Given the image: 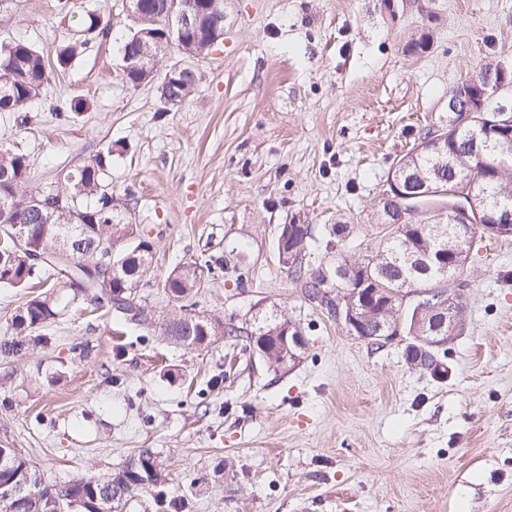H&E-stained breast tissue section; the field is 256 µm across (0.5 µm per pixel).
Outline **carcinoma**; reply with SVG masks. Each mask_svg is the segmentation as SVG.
Segmentation results:
<instances>
[{
    "label": "carcinoma",
    "instance_id": "obj_1",
    "mask_svg": "<svg viewBox=\"0 0 512 512\" xmlns=\"http://www.w3.org/2000/svg\"><path fill=\"white\" fill-rule=\"evenodd\" d=\"M222 0H184L189 12L202 14L199 27L174 32L167 28L166 0H139V13L130 16L131 25L124 39L122 54L123 80L131 87L155 80L154 68L160 55L172 44L186 55H201L224 32V14L209 11L211 5L221 7ZM77 25L84 35L65 40L56 54V64L65 70L83 56L88 47V36L106 35L112 31V19L95 10L85 11ZM51 70L43 56L28 42L15 39L0 44V112H27L31 105L48 97ZM196 78L178 77L161 85V99L165 103L180 102L195 90ZM476 128L466 126L447 136L428 130L419 144L404 154L398 164L407 173L405 188L417 199L399 201L386 210L375 204L371 221L376 226L377 242L373 249L355 260L343 257L346 241L339 238L336 248L339 258L336 267L346 265L353 270L349 284H339L342 297L350 296L348 289H360L367 295L366 309L362 311L368 344L378 348L386 341L380 336L390 329L401 328L409 339L407 356L411 363L431 376L443 379L448 373L441 354L433 362L431 345L437 338L448 335V322L433 310L414 304L413 295L419 291L438 290L445 279L442 266L456 262L452 275L461 280L458 287L467 286L465 274L469 255L453 252L435 263L426 265L420 258L426 252H435V237L444 234V241L455 247L467 245L472 249L476 234H490L488 227L498 225L497 237L512 236V227L496 223L493 217L480 218L471 224H454L443 214L446 207L461 201L475 181L476 193L487 199L488 205L497 200L512 205V165L486 173L476 156L481 154L494 159L502 149H486L485 138L473 135ZM114 150L96 155L87 164L67 172L54 188L39 196L40 203H32L33 197L24 190L29 162L25 154L0 144V226L3 224L33 225L29 248L18 250L10 239L0 245V252H12L6 258L7 269H0V287L31 288L30 298L11 318L8 329L15 336L12 349L20 352L28 346L43 348L51 337L44 333L69 304L79 299H90L116 322H134L148 325L152 321L145 307L136 299V290L152 269L151 241L135 236L129 225L120 223L119 200L106 183L112 169ZM57 213L52 224L44 225L50 213ZM77 214L88 225L84 253L76 256V266L69 269L73 275H81V282L68 288L54 286L38 292L48 279L58 280L61 271L52 266H38L30 253H46L52 249L55 237L71 231L69 216ZM128 238L121 266L109 276L108 287L96 283L93 274L82 269V263L94 260L103 271L109 265L101 256L93 255L99 248L102 236ZM277 244L291 251V260L284 262L292 280L303 290L311 302L329 312L336 310L338 302L329 299L323 288L328 275L321 270H311L306 265L309 254V225L301 224L293 235L281 228ZM202 267L190 266L186 270L169 274L162 282L163 291L173 301L188 300L201 287ZM188 306H180V313L172 315L159 325L161 334L170 341L191 347L214 342L224 335H232L223 323L206 316L185 313ZM288 321L276 311L254 321L250 330V342L260 357L273 368L285 367L299 358L302 349L287 337ZM0 455L8 466L0 465V483L31 477L24 497L7 501L0 497V512H49L48 501L54 500L65 506V512H124L126 504L141 495L150 496L159 512L168 508H182L183 501L166 497V479L161 462L154 451L143 448L132 455L126 464L105 477H81L68 481H46L38 470L14 448H0Z\"/></svg>",
    "mask_w": 512,
    "mask_h": 512
}]
</instances>
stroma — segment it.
Returning <instances> with one entry per match:
<instances>
[{
	"label": "stroma",
	"instance_id": "1",
	"mask_svg": "<svg viewBox=\"0 0 512 512\" xmlns=\"http://www.w3.org/2000/svg\"><path fill=\"white\" fill-rule=\"evenodd\" d=\"M224 34L198 56L170 46L160 71L195 72L183 102L158 82L122 78L127 0H74L112 20V36L53 70L51 105L0 112V144L29 161L26 190L115 148L121 216L154 247V316L178 311L156 283L192 262L211 271L197 314L249 328L276 310L299 323L295 363L269 369L246 336L187 349L154 328L116 327L70 306L51 342L3 345L26 290L0 288V446L50 481L106 475L155 451L189 512H512V239H475L463 329L437 380L394 339L378 350L304 299L279 261L285 224H306L311 269H333L331 228L350 253L387 174L481 63L512 67V0H224ZM428 28L426 51L409 55ZM67 25L59 0H10L0 41L54 61ZM89 110L65 111L71 98Z\"/></svg>",
	"mask_w": 512,
	"mask_h": 512
}]
</instances>
